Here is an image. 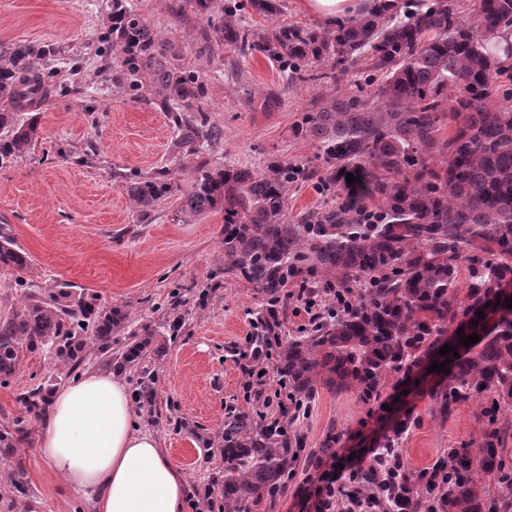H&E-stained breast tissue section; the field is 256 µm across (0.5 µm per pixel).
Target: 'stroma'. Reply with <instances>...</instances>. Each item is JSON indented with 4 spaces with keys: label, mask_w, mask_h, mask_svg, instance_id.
I'll use <instances>...</instances> for the list:
<instances>
[{
    "label": "stroma",
    "mask_w": 512,
    "mask_h": 512,
    "mask_svg": "<svg viewBox=\"0 0 512 512\" xmlns=\"http://www.w3.org/2000/svg\"><path fill=\"white\" fill-rule=\"evenodd\" d=\"M127 4L150 19L167 64L197 78V104L219 138L201 157L178 146L150 75L140 73L133 85L121 74L103 0H0V42L53 50L25 59L48 75L53 91L38 108L40 135L28 154L0 163V235L31 256L25 279L37 291L68 286L97 305L125 309L135 327L158 323L172 297H179L187 316L158 370L157 412L154 419L137 413L133 420L158 436L187 482L203 484L210 467L223 461L205 463L187 428L214 435L229 409L253 408L238 352L262 295L224 272L223 213L184 212L195 168L202 160L213 168L231 162L255 171L274 158L307 161L313 144L291 132L299 115L359 86L372 93L376 85L361 70L320 86L291 84L263 55L205 42L204 33L224 20V0H215L206 16L190 0ZM271 93L280 104L267 112L261 102ZM160 170L168 171L175 191L140 211L129 186ZM52 372L44 352H22L19 371L0 383V428L20 432L16 446L27 468L32 512H91L40 455L43 420L23 402ZM428 391L421 386L406 401L415 426L405 458L414 467L427 466L443 448L477 447L488 423L477 402L441 419ZM383 418L356 390L337 393L321 385L299 432L311 450L330 427L343 429L348 455L371 445Z\"/></svg>",
    "instance_id": "obj_1"
}]
</instances>
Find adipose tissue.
<instances>
[{
  "instance_id": "ef3b65f1",
  "label": "adipose tissue",
  "mask_w": 512,
  "mask_h": 512,
  "mask_svg": "<svg viewBox=\"0 0 512 512\" xmlns=\"http://www.w3.org/2000/svg\"><path fill=\"white\" fill-rule=\"evenodd\" d=\"M371 3L303 0L329 26L356 18ZM39 448L93 512H186L183 472L155 435L133 423L128 386L114 372L87 370L53 392Z\"/></svg>"
}]
</instances>
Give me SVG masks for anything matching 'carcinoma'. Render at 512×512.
<instances>
[{
	"label": "carcinoma",
	"mask_w": 512,
	"mask_h": 512,
	"mask_svg": "<svg viewBox=\"0 0 512 512\" xmlns=\"http://www.w3.org/2000/svg\"><path fill=\"white\" fill-rule=\"evenodd\" d=\"M270 19L281 0H224V24L216 41L241 52H259L278 64L287 80L321 85L363 70L382 77L375 93L344 94L302 114L292 127L314 142L317 164L282 159L256 172L242 165L197 169L184 193V211H224V273L240 276L265 297L252 312L256 336L273 345L281 383L302 411L318 383L342 391L351 387L366 404L383 408L386 388L398 387L429 359L448 361L431 393L441 417L457 406L489 397L512 405V106L490 104L491 92L512 99V0H471L474 18L464 23L458 0H373L351 23L322 31L279 22L255 32L241 25L246 8ZM112 46L121 50L130 76L142 71L165 92L177 145L193 155L212 140L205 121L183 116L170 102L191 110L199 88L164 62L163 47L149 22L126 0H106ZM28 50L0 42V160L24 157L39 133L38 117L17 123L16 113L35 110L51 85L40 72L16 68ZM452 129L443 137L445 128ZM356 181H346L347 175ZM315 182L322 191L343 190L347 200L334 210L288 218V188ZM173 191L168 172L136 181L130 197L141 209ZM378 203L382 224L358 222L364 200ZM0 266L20 273L30 257L0 236ZM467 285L459 291L461 268ZM311 277L309 293L323 286L346 288V299L329 300L324 316L300 336L284 330L286 288L297 275ZM360 288L354 290L349 284ZM491 309L494 325L477 312ZM469 319L464 345L450 343L459 357L436 351L449 328ZM185 313L173 303L156 326L130 330L121 308H99L84 293L61 288L43 299L25 295L18 310L0 319V381L20 367V349L45 350L55 372L23 400L38 415L46 393L84 362L91 351L107 355L119 374H136L133 403L153 416L157 368L179 338ZM127 332L121 350L114 336ZM293 421L256 419L232 410L223 431L205 436L189 429L206 461L224 458L207 483L192 485L194 512H249V504L281 496L302 466L309 486V512H512V469L507 431L489 415L475 448H445L422 468L406 463L404 443L414 424L410 410L389 426L357 462L342 463L344 430L331 427L320 448L304 452ZM0 458L9 463L11 496L29 497L26 469L13 433L0 431ZM327 460L344 467L322 470Z\"/></svg>",
	"instance_id": "obj_1"
}]
</instances>
